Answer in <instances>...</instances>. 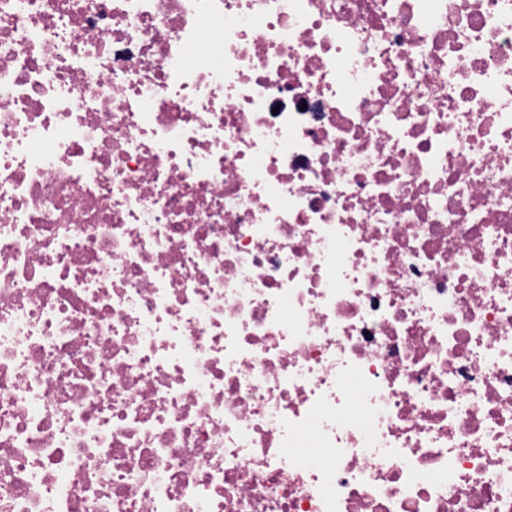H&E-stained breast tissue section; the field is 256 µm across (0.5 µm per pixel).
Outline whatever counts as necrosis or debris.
<instances>
[{
    "mask_svg": "<svg viewBox=\"0 0 512 512\" xmlns=\"http://www.w3.org/2000/svg\"><path fill=\"white\" fill-rule=\"evenodd\" d=\"M0 512H512V0H0Z\"/></svg>",
    "mask_w": 512,
    "mask_h": 512,
    "instance_id": "1",
    "label": "necrosis or debris"
}]
</instances>
